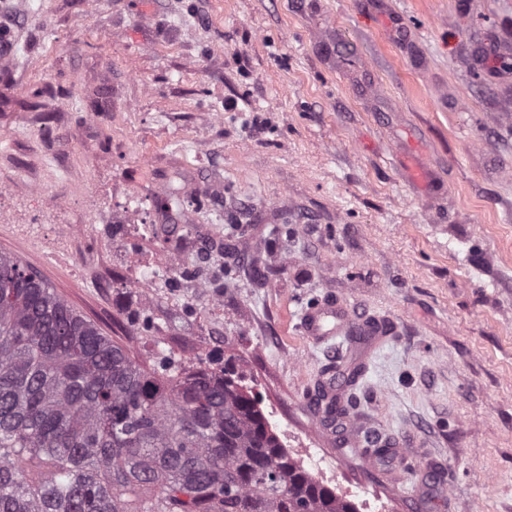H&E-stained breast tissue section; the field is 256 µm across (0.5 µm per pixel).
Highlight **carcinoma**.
Here are the masks:
<instances>
[{"label":"carcinoma","instance_id":"1","mask_svg":"<svg viewBox=\"0 0 512 512\" xmlns=\"http://www.w3.org/2000/svg\"><path fill=\"white\" fill-rule=\"evenodd\" d=\"M0 512H358L206 362L141 359L0 253Z\"/></svg>","mask_w":512,"mask_h":512}]
</instances>
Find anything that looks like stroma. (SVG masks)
Masks as SVG:
<instances>
[{
	"mask_svg": "<svg viewBox=\"0 0 512 512\" xmlns=\"http://www.w3.org/2000/svg\"><path fill=\"white\" fill-rule=\"evenodd\" d=\"M1 31L0 252L142 356L228 362L358 512H512V0H0ZM172 192L216 295L135 285ZM322 302L383 339L314 342Z\"/></svg>",
	"mask_w": 512,
	"mask_h": 512,
	"instance_id": "obj_1",
	"label": "stroma"
}]
</instances>
